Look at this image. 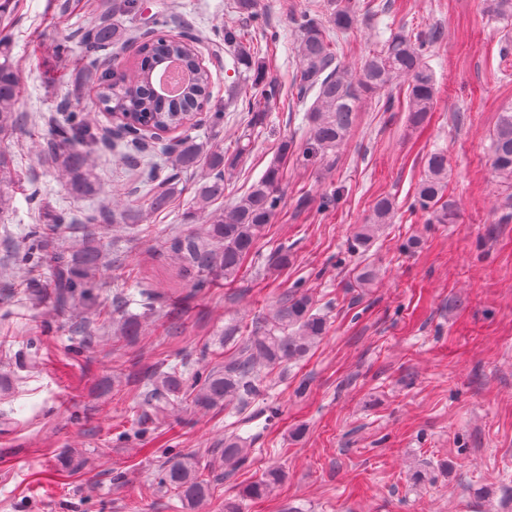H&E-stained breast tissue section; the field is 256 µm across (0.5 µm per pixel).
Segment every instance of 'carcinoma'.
Here are the masks:
<instances>
[{"instance_id": "cac0c4a2", "label": "carcinoma", "mask_w": 512, "mask_h": 512, "mask_svg": "<svg viewBox=\"0 0 512 512\" xmlns=\"http://www.w3.org/2000/svg\"><path fill=\"white\" fill-rule=\"evenodd\" d=\"M490 20L504 35L512 33V0H485ZM99 22L83 36L80 43L90 52H100L138 43L136 58L120 68L98 55L87 63L86 80L94 88L95 110L114 114L128 112L137 122L157 129H179L185 135L162 154L170 157V171L164 177L149 175L146 191L128 200L121 211L104 204L99 214L87 223L138 222L143 213L167 209L181 182V176L196 168L206 158L208 173L198 188L205 202L224 198V177L236 167L242 155L250 149L247 136L238 138L233 153L204 150L188 131L198 125L200 104H206L210 120L216 124L221 113L211 112L213 80L209 68L201 65L198 39L170 37L150 44L141 41L140 29L123 28L118 19L144 14L142 0H103L98 5ZM392 0H333L326 14L302 12L294 18L293 46L300 62L295 86L298 99L304 103L302 129L305 147L299 148L293 139L281 144L280 158L292 157L306 166L336 156L352 130L363 99L392 88L404 91L409 123L422 125L433 110L439 88L427 62L433 45L446 38L444 28L431 26L415 30L406 24L392 27L384 24L379 31L382 47L365 57L359 71L349 69L342 61L339 39L352 30L363 15L378 24L392 13ZM162 54L179 58L182 68L197 71L195 85L181 90L175 97L159 98L149 93L144 83L148 65ZM224 55L230 57L233 72L251 71L254 80L264 79L263 61L246 50L245 28L224 26ZM20 76L12 59L9 39L0 36V135L7 136L21 128L23 115L18 111ZM234 101L241 102L247 111L262 116L269 98L256 94L243 95L235 89ZM66 124L55 129V138L48 144L46 154L66 176L68 189L76 195L96 191L94 174L89 170L90 152L85 147L107 149L119 156L122 163L134 160L147 143L135 138L109 142L103 129L90 123L86 114L69 112ZM491 166L496 175L512 183V106L500 111L489 145ZM280 165L272 164L248 192L233 206L211 212L207 223L188 233L164 241L161 247L177 261L179 272L196 288H203L215 278L233 282L249 259L257 253V242L276 215L282 201ZM448 159L441 146L435 147L425 162V173L417 185L414 207L430 214L434 224L454 223L455 213L448 203ZM394 200L389 196L377 198L365 223L353 236V249H367L376 239L381 226L390 222ZM101 251L93 234H88L82 250L69 258L59 256L52 266L45 287L49 288L57 307L65 309L80 297L89 304L96 302L94 276L101 266ZM130 299L118 296L112 302L114 312L122 313L121 334L138 333V316L124 312ZM327 331L325 316L316 311L312 295L305 289L291 290L276 309L271 320H255L239 355L219 368L194 372L186 379V366L168 364L155 367L143 377V414L162 420L178 413L185 405L200 408L222 407L238 409L263 395L270 376L279 366L301 361L313 344ZM250 449L241 441L224 442V466L233 470L247 459ZM283 478L279 469L264 472L245 495L262 498ZM159 486L175 493L192 510L200 509L208 498L207 480L199 474L195 462L188 457L167 461L159 476Z\"/></svg>"}]
</instances>
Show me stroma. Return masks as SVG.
I'll use <instances>...</instances> for the list:
<instances>
[{
	"mask_svg": "<svg viewBox=\"0 0 512 512\" xmlns=\"http://www.w3.org/2000/svg\"><path fill=\"white\" fill-rule=\"evenodd\" d=\"M150 13L171 6L192 23L214 80L224 119L202 122L198 141L232 152L250 134L249 151L228 179L233 204L279 160L285 139L304 145V113L294 83L298 60L289 42L300 11L327 0H259L248 44L266 65L275 96L263 124L228 103L224 68L212 56L216 24L238 22L233 0H146ZM395 23L442 24L448 36L432 52L439 94L428 125L413 130L402 107L385 110L384 96L366 98L334 167L283 163L282 203L233 283L193 288L180 278L158 241L188 233L201 171L180 182L170 209L149 215L151 233L126 224H97L95 214L115 187L136 188L148 167L94 153L99 190L70 193L41 147L70 99L91 106L78 72L63 73L64 56L94 25L89 0H19L5 19L21 72L25 123L0 151L36 186L14 191L0 214V512H183L158 485L169 453L192 455L209 481L202 512H512L501 487L512 478V189L493 172L489 135L503 106L512 105V51L484 13L482 0H396ZM448 155V200L457 219L430 223L412 209L414 189L434 146ZM396 199L397 211L366 253L352 248L353 231L373 201ZM63 218L62 234L40 254L49 270L57 251H78L95 230L103 268L98 305L85 312L87 334L72 329L38 287L22 283L21 246L47 215ZM287 267L272 268L279 248ZM375 278L361 285L356 268ZM309 290L328 331L295 365L276 369L266 396L235 417L191 408L164 422L142 417L138 402L147 368L184 363L223 365L243 344L224 330L272 314L294 285ZM158 292L150 306L131 302L138 336L120 337L112 300ZM250 449L235 471L220 469L224 439ZM282 482L268 498L242 491L270 467Z\"/></svg>",
	"mask_w": 512,
	"mask_h": 512,
	"instance_id": "stroma-1",
	"label": "stroma"
}]
</instances>
